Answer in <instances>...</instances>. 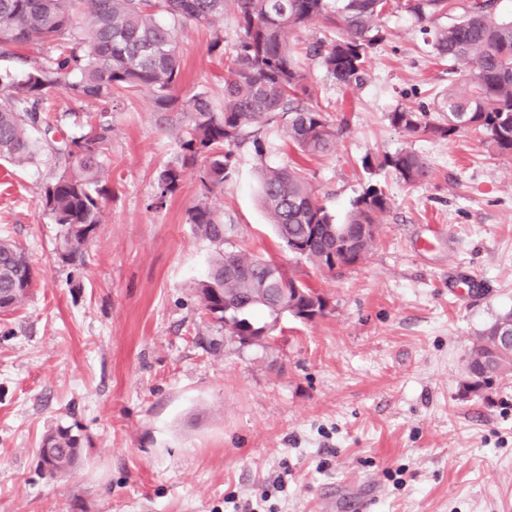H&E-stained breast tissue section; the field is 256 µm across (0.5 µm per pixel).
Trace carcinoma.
<instances>
[{
  "label": "carcinoma",
  "instance_id": "obj_1",
  "mask_svg": "<svg viewBox=\"0 0 512 512\" xmlns=\"http://www.w3.org/2000/svg\"><path fill=\"white\" fill-rule=\"evenodd\" d=\"M502 0H236L239 35L224 46L226 0H0V58L14 69L0 71V160L50 163L58 173L46 185L43 207L61 227L59 253L75 267L84 264V248L101 224L104 189L99 176L111 163L108 145L112 123L109 106L146 90L159 121L180 130L177 156L156 178L152 206L159 207L181 185L184 169L205 157L199 172L203 199L188 212V223L219 250L205 277L196 285L200 309L224 322V305L242 308L240 321L227 329L241 336L259 330L284 311L298 319L326 315L325 295L288 269L308 296L281 301L274 271L278 263L243 250L226 251L235 225L224 223V211L208 202L224 192L235 170V150L251 145L263 161L267 146L258 137L264 124L282 121L288 143L309 157L336 149L343 132L333 127L325 107L313 98L292 47L290 30L320 23L327 35L308 43L305 55L318 61L327 78L345 89L364 83L370 55L381 41L379 20L403 10L420 22L448 15L452 21L425 29L449 73L441 113L429 120L423 113L397 108L390 125L411 138L422 135L450 139L462 130L485 136L499 155H512V9ZM192 25L211 31L209 53L225 60L224 101L215 104L205 92L183 88V56L176 35ZM103 106L89 133L68 136L55 120L56 96ZM379 166L390 169L407 185L431 177L427 161L410 148L383 156ZM260 199L279 240L294 258L320 271L355 264L374 245L379 217L391 196L370 184L351 203L344 221L321 203L304 171L290 164L263 163ZM34 275L25 252L0 239V312L19 308L28 298ZM512 325V310L499 315L475 337L467 355V394L491 388L512 371V349L505 346L493 359L486 343L500 328ZM80 435L58 428L42 439L40 465L51 477L70 472L80 460Z\"/></svg>",
  "mask_w": 512,
  "mask_h": 512
}]
</instances>
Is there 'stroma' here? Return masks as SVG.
Here are the masks:
<instances>
[{"label": "stroma", "instance_id": "stroma-1", "mask_svg": "<svg viewBox=\"0 0 512 512\" xmlns=\"http://www.w3.org/2000/svg\"><path fill=\"white\" fill-rule=\"evenodd\" d=\"M381 28L365 84L348 91L304 54L320 26L289 33L315 100L349 130L335 153L302 159L281 126L263 127L265 158L239 148L215 199L238 227L231 249L291 267L260 202V163L301 162L340 221L368 184L393 200L362 260L309 270L326 316L283 317L268 342L244 345L198 306L217 249L187 222L197 168L151 205L176 146L150 94L109 114L108 193L84 267L57 251L49 169L0 161V236L35 271L25 303L0 315V512H355L365 498L372 512H512V374L484 397L460 391L474 337L512 309V156L467 131L410 139L392 127L399 107L437 117L448 64L413 16L384 15ZM211 38L178 32L184 87L219 103ZM404 147L432 179L409 186L379 167ZM59 427L78 430L82 458L51 478L38 449Z\"/></svg>", "mask_w": 512, "mask_h": 512}]
</instances>
